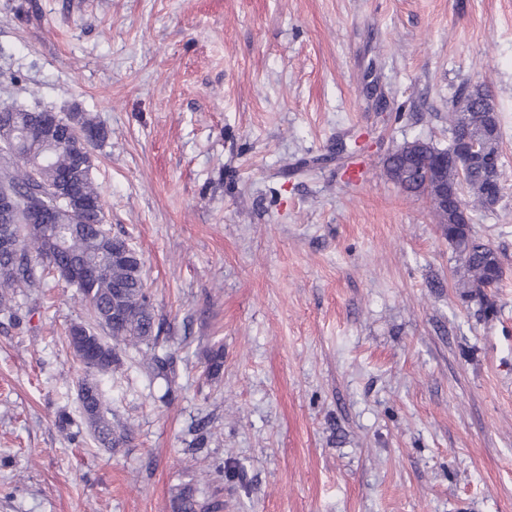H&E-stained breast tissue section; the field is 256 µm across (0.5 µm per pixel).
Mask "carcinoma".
Returning a JSON list of instances; mask_svg holds the SVG:
<instances>
[{"instance_id": "obj_1", "label": "carcinoma", "mask_w": 512, "mask_h": 512, "mask_svg": "<svg viewBox=\"0 0 512 512\" xmlns=\"http://www.w3.org/2000/svg\"><path fill=\"white\" fill-rule=\"evenodd\" d=\"M489 90L475 86L463 94L448 112L451 139L485 125L484 101ZM45 109L24 110L0 100V132L12 138L13 146L0 148V191L17 198L12 223H0V233L12 236L16 248L0 253V313H14L17 294L23 288H38L44 275L75 262L91 265L85 280L74 285L88 306L89 322H74L67 331V344L85 371L79 384L84 419L95 440L105 448H119L128 441L127 430L113 425L103 409L102 394L93 375L106 373L119 363L118 350L135 348L142 352L148 369L166 377L174 374L171 358L156 352L163 323L156 320L151 294L143 276L138 252L128 240L104 227V207L92 178L81 174L79 159L87 153L79 130L98 127L100 141L108 131L81 112L70 113V120L59 127L52 141L39 135ZM69 175L68 192L89 207L73 215L57 192L62 175ZM460 201L469 214L487 212L481 174L469 176L467 195ZM34 203L54 207L53 223L33 229L24 213ZM448 244L457 254L456 287L461 295L478 294L486 312H495V301L484 289L492 283L500 261L490 244L476 237L469 224L443 225ZM97 351L96 360L86 347ZM220 502L202 503L192 485L182 487L172 500V512H219Z\"/></svg>"}]
</instances>
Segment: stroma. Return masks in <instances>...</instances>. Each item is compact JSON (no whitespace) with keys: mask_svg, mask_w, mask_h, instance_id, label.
Returning <instances> with one entry per match:
<instances>
[{"mask_svg":"<svg viewBox=\"0 0 512 512\" xmlns=\"http://www.w3.org/2000/svg\"><path fill=\"white\" fill-rule=\"evenodd\" d=\"M478 85L505 187L472 225L505 270L493 314L386 174L404 142L447 147ZM0 99L109 130L92 176L176 372L120 351L97 382L130 441L102 447L64 341L85 303L51 278L18 296L0 512H172L187 484L223 512H512V0H0Z\"/></svg>","mask_w":512,"mask_h":512,"instance_id":"1","label":"stroma"}]
</instances>
